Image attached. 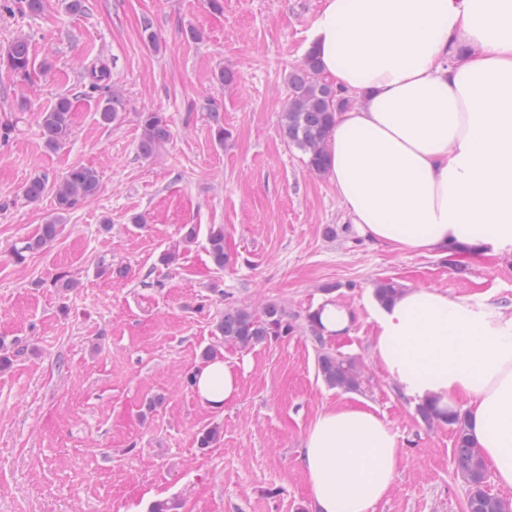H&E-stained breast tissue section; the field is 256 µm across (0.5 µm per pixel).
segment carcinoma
Masks as SVG:
<instances>
[{
	"mask_svg": "<svg viewBox=\"0 0 512 512\" xmlns=\"http://www.w3.org/2000/svg\"><path fill=\"white\" fill-rule=\"evenodd\" d=\"M6 66L16 74L25 75L35 66L26 39L14 40L6 55ZM350 104L341 90L320 78L319 63L315 55L307 53L303 61L288 76V104L281 115V128L288 144L304 156L307 168L322 174L327 166V140L335 121V114ZM142 137L140 153L152 156L162 150L170 139L167 118L161 112L140 113ZM71 104L66 96L59 97L53 106L41 114V127L47 144L56 146L66 141L71 132ZM100 189L98 172L92 167L77 166L63 179L51 184L44 175L32 177L24 186L22 196L37 201L46 193L54 196L56 216L41 225L37 237L20 248L15 256L23 257L27 251L37 250L55 241L62 232V216L79 204L95 197ZM208 253L214 266L224 268L228 254L224 248V225H212L208 237ZM400 291L392 280L376 284L374 296L384 303ZM292 329L287 311L277 303H267L260 309L229 305L224 316L217 321L216 331L221 342L240 348H249L268 340L286 336ZM317 349V372L331 389L357 391L360 375L355 361L327 348L323 336L314 332ZM420 418L430 424L442 421L452 428L455 436V455L459 473L469 489V508L472 512H512V500L483 490L486 466L479 449L467 437L466 421L459 411L450 409L441 413L427 406L417 407Z\"/></svg>",
	"mask_w": 512,
	"mask_h": 512,
	"instance_id": "carcinoma-1",
	"label": "carcinoma"
}]
</instances>
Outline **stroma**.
Segmentation results:
<instances>
[{
    "label": "stroma",
    "instance_id": "1",
    "mask_svg": "<svg viewBox=\"0 0 512 512\" xmlns=\"http://www.w3.org/2000/svg\"><path fill=\"white\" fill-rule=\"evenodd\" d=\"M68 3L0 8V57L22 36L37 62L26 81L0 66V128H12L0 135V512H152L160 502L173 512H310L298 451L314 417L343 402L370 404L399 439L398 476L376 512H463L454 433L423 422L374 359L371 295L389 279L512 306V251L456 267L371 242L326 176L288 146V74L323 0H84L79 13ZM101 66L110 77L91 88ZM221 68L232 83L216 80ZM62 95L71 133L54 149L40 114ZM108 100L117 117L105 126L97 112ZM148 110L172 132L151 157L138 148ZM75 166L97 170L98 195L65 215L54 242L16 260L14 247L55 213L52 195L28 202L24 185ZM214 224L230 256L221 270L207 252ZM171 250L173 264L162 263ZM327 296L355 316L350 336L326 341L356 361L354 392L317 375L307 316ZM269 302L285 307L294 332L224 346L240 396L205 407L190 376L219 343L225 305ZM215 424L220 440L199 447Z\"/></svg>",
    "mask_w": 512,
    "mask_h": 512
}]
</instances>
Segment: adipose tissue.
Segmentation results:
<instances>
[{
    "instance_id": "adipose-tissue-1",
    "label": "adipose tissue",
    "mask_w": 512,
    "mask_h": 512,
    "mask_svg": "<svg viewBox=\"0 0 512 512\" xmlns=\"http://www.w3.org/2000/svg\"><path fill=\"white\" fill-rule=\"evenodd\" d=\"M308 47L359 100L336 114L327 176L361 235L424 255L512 250V0H324ZM311 313L323 337L352 329L335 299ZM372 317L379 366L414 404L463 405L471 440L511 488L512 315L410 286ZM194 391L224 409L240 373L213 357ZM399 459L371 407L324 409L299 450L312 512H375Z\"/></svg>"
}]
</instances>
